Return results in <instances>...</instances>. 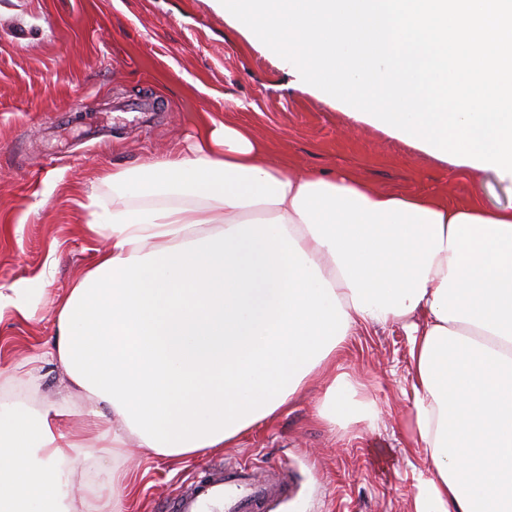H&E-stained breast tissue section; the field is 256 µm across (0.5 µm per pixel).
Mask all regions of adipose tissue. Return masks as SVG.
Listing matches in <instances>:
<instances>
[{
  "label": "adipose tissue",
  "mask_w": 512,
  "mask_h": 512,
  "mask_svg": "<svg viewBox=\"0 0 512 512\" xmlns=\"http://www.w3.org/2000/svg\"><path fill=\"white\" fill-rule=\"evenodd\" d=\"M265 141L208 118L172 159L114 172L90 197L95 262L65 292L50 273L0 289V318L52 296L45 353L100 428L61 402L0 407V512H71L69 461L96 445L181 458L233 446L336 363L358 326L402 323L406 445L424 449L414 512H512V210L377 191L269 165ZM332 377L319 415L371 414Z\"/></svg>",
  "instance_id": "ef3b65f1"
}]
</instances>
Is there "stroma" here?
<instances>
[{
  "mask_svg": "<svg viewBox=\"0 0 512 512\" xmlns=\"http://www.w3.org/2000/svg\"><path fill=\"white\" fill-rule=\"evenodd\" d=\"M157 99L147 121L129 105ZM250 127L270 141L268 163L346 173L381 192L441 195L457 204L512 206V184L454 173L427 153L347 117L302 90L280 58L230 26L213 0H0V286L52 265L50 288H70L95 256L82 234L78 197L111 201L103 175L171 158L203 114ZM30 318L0 320V397L25 408L56 400L68 381L44 365L36 383L16 366L39 356L55 313L32 303ZM409 344L402 326L356 327L336 370L363 384L372 421L319 418L327 384L317 378L288 408L235 447L197 458H121L81 449L68 467L75 512H110L111 474L129 471L124 512H172L181 486L207 460L285 463L299 481L275 512H412L423 450L405 445L411 411Z\"/></svg>",
  "mask_w": 512,
  "mask_h": 512,
  "instance_id": "1",
  "label": "stroma"
}]
</instances>
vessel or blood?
<instances>
[{
	"label": "vessel or blood",
	"instance_id": "obj_1",
	"mask_svg": "<svg viewBox=\"0 0 512 512\" xmlns=\"http://www.w3.org/2000/svg\"><path fill=\"white\" fill-rule=\"evenodd\" d=\"M293 491L286 468H271L260 480L249 464L228 460L218 472L182 489L176 512H201L202 504L218 495L224 498V512H269L271 502L288 498Z\"/></svg>",
	"mask_w": 512,
	"mask_h": 512
}]
</instances>
